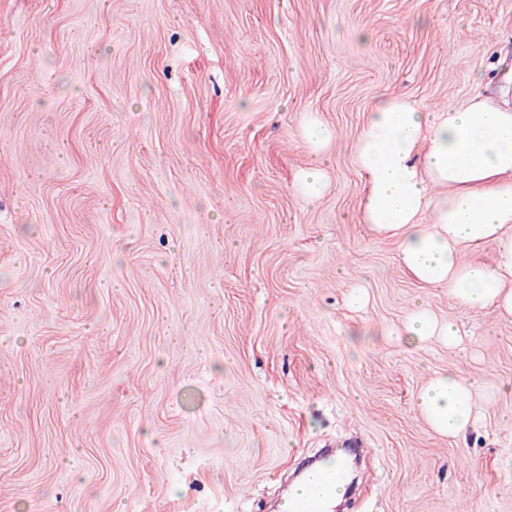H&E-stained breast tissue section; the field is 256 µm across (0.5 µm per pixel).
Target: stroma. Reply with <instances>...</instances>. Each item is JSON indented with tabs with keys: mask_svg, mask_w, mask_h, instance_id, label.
<instances>
[{
	"mask_svg": "<svg viewBox=\"0 0 512 512\" xmlns=\"http://www.w3.org/2000/svg\"><path fill=\"white\" fill-rule=\"evenodd\" d=\"M504 58L512 0H0V512H274L352 438L339 512H512V317L405 275L352 156L379 94ZM422 296L455 347L401 337ZM448 372L483 384L457 438L415 407ZM332 137L330 129L319 121H310L304 131V141L312 160L301 169L296 177L295 187L308 204L319 200L327 188L326 147Z\"/></svg>",
	"mask_w": 512,
	"mask_h": 512,
	"instance_id": "35a3bbf8",
	"label": "stroma"
}]
</instances>
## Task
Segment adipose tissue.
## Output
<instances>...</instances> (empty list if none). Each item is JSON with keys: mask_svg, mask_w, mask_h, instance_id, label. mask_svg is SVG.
Segmentation results:
<instances>
[{"mask_svg": "<svg viewBox=\"0 0 512 512\" xmlns=\"http://www.w3.org/2000/svg\"><path fill=\"white\" fill-rule=\"evenodd\" d=\"M331 137L319 121L305 127L312 160L295 187L306 203L326 191ZM353 155L363 177L360 221L395 244L406 275L447 289L467 308L512 316V101L479 87L465 104L424 112L402 94L382 95L364 114ZM402 333L416 345L458 340L456 325L438 320L423 299ZM478 387L477 379L440 374L416 406L436 432L457 437L473 424Z\"/></svg>", "mask_w": 512, "mask_h": 512, "instance_id": "ef3b65f1", "label": "adipose tissue"}]
</instances>
